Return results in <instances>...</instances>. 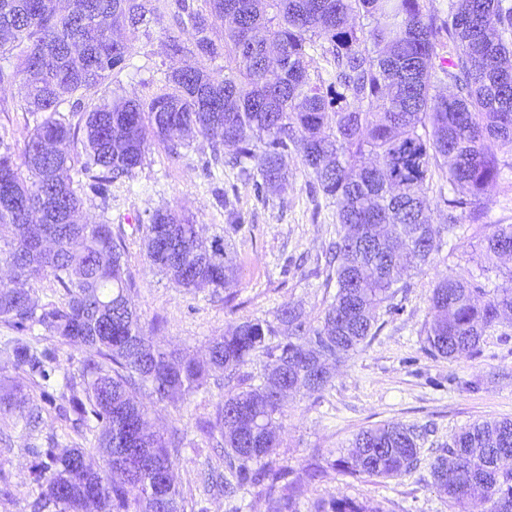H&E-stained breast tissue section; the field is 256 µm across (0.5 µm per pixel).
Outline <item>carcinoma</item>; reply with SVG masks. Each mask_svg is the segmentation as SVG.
<instances>
[{
    "label": "carcinoma",
    "mask_w": 512,
    "mask_h": 512,
    "mask_svg": "<svg viewBox=\"0 0 512 512\" xmlns=\"http://www.w3.org/2000/svg\"><path fill=\"white\" fill-rule=\"evenodd\" d=\"M429 0H205L224 21V42L211 36L205 15L177 0L182 40L198 56L228 59L224 77L202 68L168 77L173 91L143 105L119 100L86 113L84 125L60 111H84L85 93L128 67L130 47L104 21L149 26L148 0H0V85L27 88L24 111L46 113L16 151L0 140V324L15 332L0 341V355L25 373L26 382L0 378V412L15 416L30 438L51 408L71 423L78 440L56 453L50 436L31 443L51 465L35 467L34 512H181L183 497L170 478L172 457L183 444L177 431H148L150 406L131 392L146 390L152 402L183 400L206 384L195 360L156 344L144 332L131 296L122 233L110 224H82V193L107 201L112 184L131 179L145 158L149 138L171 149L195 130L212 140L213 160L234 162L251 175L248 160L261 151L254 175L267 195L288 183L295 152L311 187L336 206L329 279L336 292L317 322L298 304L285 303L272 319H246L209 342V364L224 374V400L200 431L224 448V473L211 483L233 496L270 491L288 472L273 464L274 427L285 416L279 381L296 393L323 391L332 365L377 335V312L395 286L428 266L442 247L429 223L433 170H446L448 224L457 213L483 224L474 202L512 172V0H448L434 12ZM368 19V25L353 22ZM265 32L288 65L263 64ZM331 71H310L314 53ZM442 84L452 92L438 91ZM77 170L83 181L68 176ZM487 262L512 254V224H484ZM144 247L153 268L191 291L217 294L236 280L237 266L221 237L200 235L197 225L157 209L145 225ZM52 279L62 301L34 299L30 282ZM512 328V270L493 286L448 275L429 297L426 350L454 361L478 351L487 330ZM94 350L76 375L55 378L56 352L29 335ZM260 353L273 377L241 371ZM61 403H55V400ZM421 435L413 426L382 424L359 431L337 462L348 476L386 479L412 474L420 465ZM102 460L98 470L79 469L86 449ZM512 420L469 424L430 464L432 484L450 512H469L480 498L486 512H512ZM324 474L311 465L269 497L268 512H296V500ZM310 512H382L343 496L317 499Z\"/></svg>",
    "instance_id": "obj_1"
}]
</instances>
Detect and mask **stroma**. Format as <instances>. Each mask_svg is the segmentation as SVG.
Here are the masks:
<instances>
[{
  "instance_id": "1",
  "label": "stroma",
  "mask_w": 512,
  "mask_h": 512,
  "mask_svg": "<svg viewBox=\"0 0 512 512\" xmlns=\"http://www.w3.org/2000/svg\"><path fill=\"white\" fill-rule=\"evenodd\" d=\"M150 5L155 23L122 30L132 47L130 67L92 89L87 102L149 101L167 90L162 73L199 63L192 53L175 56L169 51V38L180 33L174 0H151ZM24 96L21 83L0 85V139L18 147L35 125L20 108ZM211 159L210 142L197 133L174 151L150 141L135 177L113 183L109 201L84 195L81 213L84 223L106 220L122 227L132 296L146 334L200 362L206 359L210 340L238 322L272 317L286 302L300 304L314 319L336 292L327 282L326 263L336 233V208L312 188L298 155L288 159L287 185L268 196L258 193L238 167L214 168ZM166 207L192 219L205 237L225 236L237 254L235 285L217 295L208 288L189 292L150 266L140 226L155 209ZM481 236L479 226L469 223L446 236L433 262L404 278L391 301L392 311L378 318V335L334 366L331 386L313 396L288 397L276 429L274 463L298 470L316 462L329 469L310 497L301 499L299 512H309L311 499L342 495L382 512H448L430 476L439 449L465 425L512 419L511 328L488 330L476 354L452 362L424 349L428 298L439 278L451 274L470 280L484 273L498 284L502 272L512 269V257L486 268ZM224 393L211 383L186 400L156 405L153 428L164 433L175 429L184 438L171 474L187 512L199 505L207 512H267V498L256 490L241 491L231 500L208 485L210 475L224 470V451L208 447L196 426L213 417ZM387 422L424 430L420 469L396 480L331 470L332 461L344 454L356 433ZM38 462L28 449L27 436L0 414V486L9 485L13 493L11 499H0V512H32L29 476Z\"/></svg>"
}]
</instances>
